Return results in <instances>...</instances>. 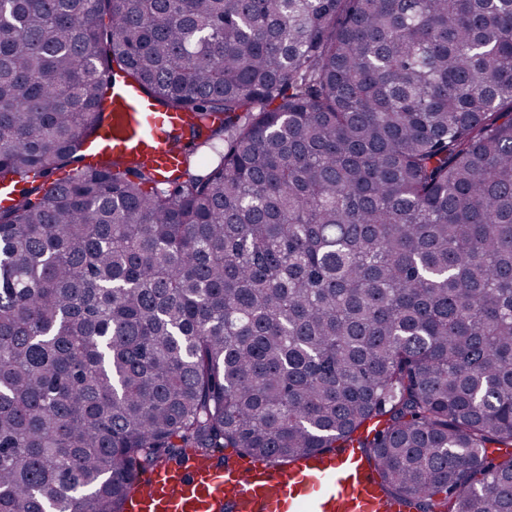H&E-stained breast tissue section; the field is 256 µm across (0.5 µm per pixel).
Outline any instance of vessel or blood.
Returning <instances> with one entry per match:
<instances>
[{
  "label": "vessel or blood",
  "mask_w": 512,
  "mask_h": 512,
  "mask_svg": "<svg viewBox=\"0 0 512 512\" xmlns=\"http://www.w3.org/2000/svg\"><path fill=\"white\" fill-rule=\"evenodd\" d=\"M193 118L147 97L135 82L112 90V113L95 141L96 155L110 154L151 170L166 181L182 167L176 138L188 136ZM125 512H409L387 498L360 449L322 454L290 466L269 460L222 464L187 455L181 464L150 470Z\"/></svg>",
  "instance_id": "vessel-or-blood-1"
}]
</instances>
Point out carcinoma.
I'll return each instance as SVG.
<instances>
[{
    "mask_svg": "<svg viewBox=\"0 0 512 512\" xmlns=\"http://www.w3.org/2000/svg\"><path fill=\"white\" fill-rule=\"evenodd\" d=\"M114 76L198 120L164 186L78 168ZM18 180L0 512H124L226 448L512 512V0H0Z\"/></svg>",
    "mask_w": 512,
    "mask_h": 512,
    "instance_id": "obj_1",
    "label": "carcinoma"
}]
</instances>
